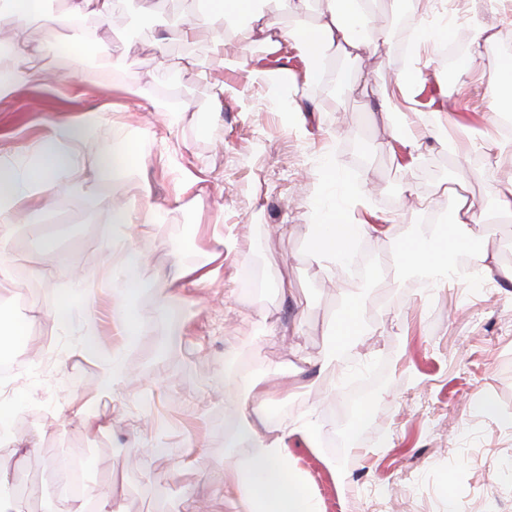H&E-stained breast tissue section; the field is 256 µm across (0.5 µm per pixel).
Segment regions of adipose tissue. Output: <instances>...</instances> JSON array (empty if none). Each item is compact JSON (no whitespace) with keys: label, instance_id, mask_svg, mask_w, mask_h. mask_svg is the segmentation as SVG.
I'll use <instances>...</instances> for the list:
<instances>
[{"label":"adipose tissue","instance_id":"ef3b65f1","mask_svg":"<svg viewBox=\"0 0 512 512\" xmlns=\"http://www.w3.org/2000/svg\"><path fill=\"white\" fill-rule=\"evenodd\" d=\"M404 2L322 0L319 16L312 27L289 30L279 26L273 15L256 8L255 0H205L203 5L195 7L193 14L197 23L212 28V52L224 66L241 64L240 58H229L224 54L227 22L236 15L246 20L236 34L242 43L276 39L303 46L311 62L304 77L310 80L324 76L326 63L332 58L350 57L370 44L387 42L388 36L381 29L373 32L370 38L359 37L355 21L370 17L382 7L399 11ZM113 4L114 0H66L65 6L57 10L53 8L52 0H0V29H17L36 22L50 33L67 35L69 62L101 60L106 56V46L96 31L84 29L83 22L89 12L107 18ZM49 77L50 72L41 63L38 51L15 52L12 64L0 68V99ZM108 123V118L100 112L79 123H57L44 139L29 147L28 157L0 156V293L7 291L11 283L14 258L8 244L19 225H27L44 254H55L54 242L43 234L40 225L30 223L29 217L46 199L70 192L76 184L74 175L82 165L85 141ZM476 207L475 200L465 190H453V235L442 242L436 230L426 229L416 238L399 243V251L408 266L428 277H445L462 285L468 283L473 269L490 271L487 254L471 250L466 233L468 225L476 221ZM376 230L373 224L350 223L343 213H326L323 223L315 225L313 232L311 252L317 275L331 276L333 267L346 253L348 240L369 236ZM105 248L109 253L119 254L120 260L102 270L81 275L82 300L85 305H92L99 289H111L112 308L122 318L125 328L134 336L147 335L149 325L133 306L143 286L140 275L142 252L124 236L108 238ZM466 248L471 251L470 266L459 268L448 263L447 252ZM343 295L345 308L337 324L330 329V345L343 348L352 359L358 355L365 334L360 291L347 288ZM277 398V392L270 390L261 399L236 410L243 423L234 426L227 440L234 454L215 478L224 492L227 512H319L300 474L290 466L287 450L290 437L297 435L312 442L320 428L311 418L290 426L270 424L267 408ZM254 421L264 425V432L251 429L250 424Z\"/></svg>","mask_w":512,"mask_h":512}]
</instances>
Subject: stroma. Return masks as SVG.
Returning <instances> with one entry per match:
<instances>
[{"label": "stroma", "instance_id": "stroma-1", "mask_svg": "<svg viewBox=\"0 0 512 512\" xmlns=\"http://www.w3.org/2000/svg\"><path fill=\"white\" fill-rule=\"evenodd\" d=\"M413 8L431 25H447L450 45L469 42L477 22L496 34L478 75L445 76L435 52L412 65L433 105L419 112L414 131L401 122L406 102L391 82L412 67L396 51L401 34L414 32L401 13L375 20L389 31L387 44L336 59L347 83L328 80L322 90L306 86L294 96L252 82L267 44L229 40L228 51L243 60L235 69L213 65L209 27L196 26L192 43L183 44L187 0H162L154 25L138 39L126 31L143 15L139 0H117L106 20L88 16L117 51L104 65L66 62L63 45L47 48L39 24L16 34V46L44 49L42 62L55 77L0 99V155L45 136L54 122L105 111L117 123L83 149L82 170L95 181V196L74 191L32 217L56 236L58 258L45 261L23 227L9 244L18 273L7 300L37 317L30 344L18 350L13 412L0 421L9 439L34 443L10 478L31 490L27 512H56L53 464L63 452L91 453L87 483L112 484L115 512H226L213 478L230 453L226 421L236 404L256 396L238 383L242 372L287 385V396L268 407L272 418L291 423L309 413L320 424L317 447L297 438L288 443L320 512H448L452 500L460 512H512V282L504 278L512 257L503 255L512 230L493 192L512 181V152L488 159L484 142L485 133L503 134L493 124L497 103L488 78L512 63V12H491L484 0L453 16L446 0H413ZM187 55L196 69L182 68ZM219 83L228 88L220 101ZM152 100L176 101V114L147 111ZM415 132L422 159L411 166L400 143ZM125 137L140 140L141 155L116 181L97 159ZM331 164L341 174L333 183L326 180ZM361 170L366 204L353 218L379 221L387 231L365 238V273L341 266L319 278L309 249L314 215L346 208ZM188 173L198 183L174 202ZM144 183L157 216L126 229L144 256V280L173 281L180 263L211 275L175 284L178 335L161 331L134 341L113 314L111 291H100L84 312L74 275L112 264L102 248L112 229V197L129 202ZM452 187L476 200L468 233L493 256V271L481 273L477 287H426L396 247L422 225L447 227ZM251 270L262 287L245 286ZM345 288L362 289L372 331L349 362L328 347ZM64 292L74 307L65 332L54 318ZM89 323L112 343L132 385L96 395L97 364L81 353ZM76 395L104 430L88 433L72 416ZM483 399L493 401L495 414L479 408ZM348 422L354 439L334 449ZM188 452L195 467L180 464Z\"/></svg>", "mask_w": 512, "mask_h": 512}]
</instances>
